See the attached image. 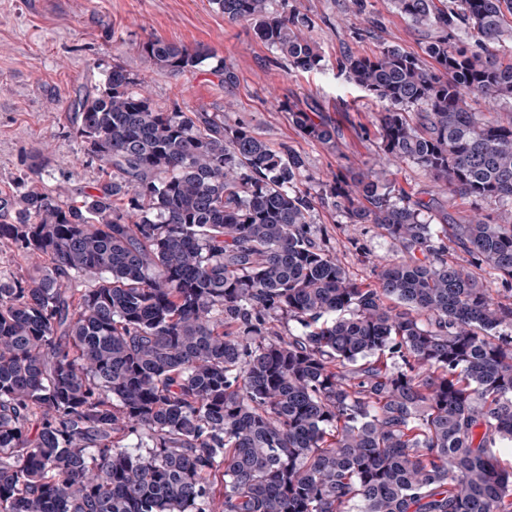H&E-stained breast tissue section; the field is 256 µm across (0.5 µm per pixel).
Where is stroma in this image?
Segmentation results:
<instances>
[{"mask_svg": "<svg viewBox=\"0 0 512 512\" xmlns=\"http://www.w3.org/2000/svg\"><path fill=\"white\" fill-rule=\"evenodd\" d=\"M275 7L310 19L319 69L290 68L252 25L224 17L211 0H0V201L24 179L72 192L97 187L99 170L72 134V104L115 64L142 79L158 106L223 113L226 123L247 124L272 148L300 154L302 187L369 167L379 153L383 107L347 79L341 63L388 46L424 57L430 32L414 27L391 0H364L360 11L351 0H276ZM151 39L210 48L234 67L238 81L224 86L207 64L175 76L159 70L137 50ZM313 104L335 124V146L304 137L292 124L290 109ZM39 152L49 164L35 173ZM394 172L400 187L430 203L425 222L464 224L474 214L471 200L448 196L419 166L402 163ZM311 222L323 249L359 283L376 285L378 262L399 256L393 240L374 225L348 223L332 203H315ZM447 245L449 262L481 278L494 300L512 302V281L456 240Z\"/></svg>", "mask_w": 512, "mask_h": 512, "instance_id": "obj_1", "label": "stroma"}]
</instances>
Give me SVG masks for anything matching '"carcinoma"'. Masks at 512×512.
I'll list each match as a JSON object with an SVG mask.
<instances>
[{"mask_svg": "<svg viewBox=\"0 0 512 512\" xmlns=\"http://www.w3.org/2000/svg\"><path fill=\"white\" fill-rule=\"evenodd\" d=\"M274 2L213 0L291 68H317L309 21ZM392 3L437 32L436 68L397 46L345 58L383 104L381 154L316 197L300 155L222 112L165 110L120 65L74 102L104 181L79 199L22 183L0 224L32 263L24 280L0 272V512H512L497 455L512 443V303L443 243L453 231L512 279V112L473 107L512 98L493 51L512 0ZM139 49L237 83L207 48ZM290 119L336 143L322 113ZM404 162L474 200L469 223L432 230L429 203L390 179ZM316 198L398 244L378 287L320 246Z\"/></svg>", "mask_w": 512, "mask_h": 512, "instance_id": "carcinoma-1", "label": "carcinoma"}]
</instances>
